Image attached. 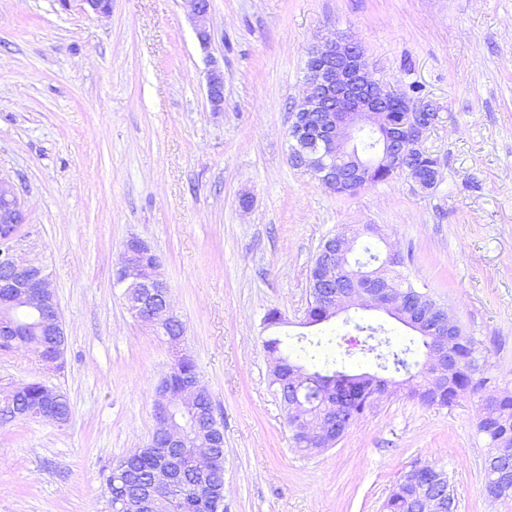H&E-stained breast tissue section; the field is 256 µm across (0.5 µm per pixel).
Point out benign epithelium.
Here are the masks:
<instances>
[{
    "label": "benign epithelium",
    "mask_w": 512,
    "mask_h": 512,
    "mask_svg": "<svg viewBox=\"0 0 512 512\" xmlns=\"http://www.w3.org/2000/svg\"><path fill=\"white\" fill-rule=\"evenodd\" d=\"M83 10L107 15L112 0H78ZM194 30L202 48L211 45L212 34L206 19L210 0H189ZM207 96L213 109L224 103V71L217 60L210 59L207 73ZM438 109L431 103H415L390 85L375 80L362 46L345 35H334L310 50L306 66L303 104L293 113L289 128V157L292 167L320 182L331 192L356 194L383 175L388 179L407 175L422 188L434 186L440 176L439 163L426 171L414 168L415 156L423 151L424 134L435 124ZM26 221L24 201L16 185L0 175V289L11 292L13 302L36 315L39 326L52 336L63 335L62 321L49 275L44 268L19 256L14 248L18 230ZM354 238L335 233L325 238L318 249L316 278L310 288L311 302L321 316L329 320L351 307L381 310L405 318L410 327L431 337L422 366L427 380L418 392L430 404H441L448 388V372L459 361L448 355V347L459 337V326L447 310L424 295L404 294L383 282L377 287L360 284L368 271L345 274ZM116 281L125 288L131 314L140 322L160 329L169 337L170 346L182 351L183 334H169L168 328L182 323L169 301L170 288L161 272L159 258L151 245L136 234L123 244ZM64 346L52 351L40 349L35 358L46 367H58ZM274 376L280 393L288 395V416L301 446L331 448L353 421L347 413L350 388L365 390L374 402L392 391L396 382L377 375L353 377L336 373L332 386L336 411L320 419H307L304 386L308 373L293 362L275 359ZM204 385L200 380L186 383L175 399L158 389L154 414L158 423L149 447L159 442L175 446L182 430L169 417L172 409L183 413L197 409ZM217 450L210 447L192 449L193 466L203 477L213 473ZM491 474L501 487L512 485V446L505 444L490 464ZM180 473L172 464H162L153 473L139 497V512H154L159 497L176 488ZM406 484L414 491L415 512H456L454 498L448 494V476L429 465L413 469Z\"/></svg>",
    "instance_id": "7a95c632"
}]
</instances>
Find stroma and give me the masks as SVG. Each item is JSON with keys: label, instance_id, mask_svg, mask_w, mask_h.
<instances>
[{"label": "stroma", "instance_id": "1", "mask_svg": "<svg viewBox=\"0 0 512 512\" xmlns=\"http://www.w3.org/2000/svg\"><path fill=\"white\" fill-rule=\"evenodd\" d=\"M210 4L205 49L187 0H112L101 16L0 0V175L25 201L17 250L50 274L66 335L55 369L0 350V387L40 382L71 407L63 426L0 422V512H107L102 470L156 429L154 388L174 352L116 282L132 234L160 258L224 431V512H384L424 464L447 472L457 512H512L486 492L478 397L428 405L396 373L397 391L335 447L304 450L263 346L275 334L322 339L330 369L374 373L363 326L412 338L376 310L304 326L322 239L353 230L350 261L399 252L400 273L512 389V0ZM336 32L362 46L376 79L439 105L422 143L440 162L433 187L400 176L338 195L290 165L307 55ZM212 57L224 69L218 111L206 98Z\"/></svg>", "mask_w": 512, "mask_h": 512}]
</instances>
